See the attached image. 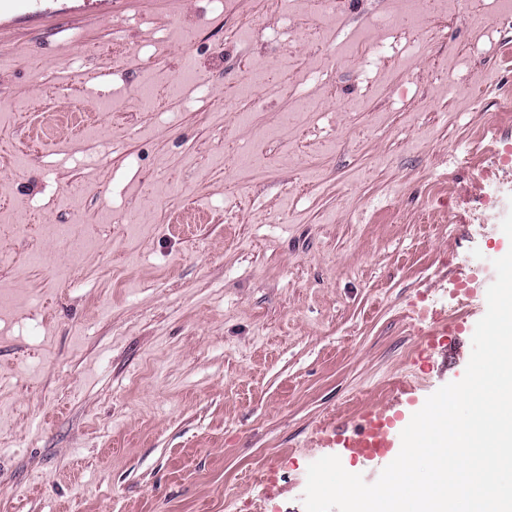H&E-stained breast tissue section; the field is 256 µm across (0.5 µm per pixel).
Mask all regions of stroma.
<instances>
[{
	"label": "stroma",
	"instance_id": "1",
	"mask_svg": "<svg viewBox=\"0 0 512 512\" xmlns=\"http://www.w3.org/2000/svg\"><path fill=\"white\" fill-rule=\"evenodd\" d=\"M442 2L0 0V512L378 479L334 435L463 377L512 211V0Z\"/></svg>",
	"mask_w": 512,
	"mask_h": 512
}]
</instances>
